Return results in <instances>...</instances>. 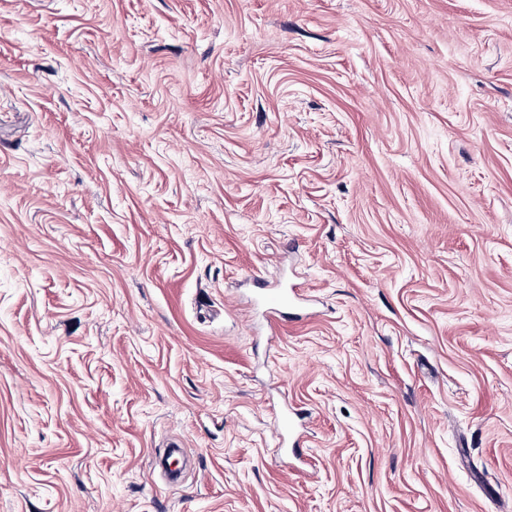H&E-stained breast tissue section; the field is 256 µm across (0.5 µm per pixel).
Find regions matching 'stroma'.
Masks as SVG:
<instances>
[{
    "mask_svg": "<svg viewBox=\"0 0 512 512\" xmlns=\"http://www.w3.org/2000/svg\"><path fill=\"white\" fill-rule=\"evenodd\" d=\"M0 512H512V0H0ZM301 298L294 288L283 286L275 289L265 296V304L270 311L271 319L275 320L280 315V309L286 306H293L299 302Z\"/></svg>",
    "mask_w": 512,
    "mask_h": 512,
    "instance_id": "1",
    "label": "stroma"
}]
</instances>
